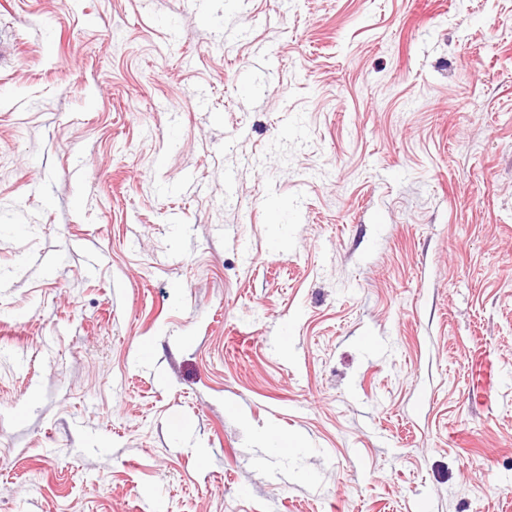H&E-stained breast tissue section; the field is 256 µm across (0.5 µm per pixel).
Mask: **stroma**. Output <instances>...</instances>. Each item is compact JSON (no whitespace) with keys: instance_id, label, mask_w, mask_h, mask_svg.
Segmentation results:
<instances>
[{"instance_id":"stroma-1","label":"stroma","mask_w":512,"mask_h":512,"mask_svg":"<svg viewBox=\"0 0 512 512\" xmlns=\"http://www.w3.org/2000/svg\"><path fill=\"white\" fill-rule=\"evenodd\" d=\"M0 512H512V0H0Z\"/></svg>"}]
</instances>
